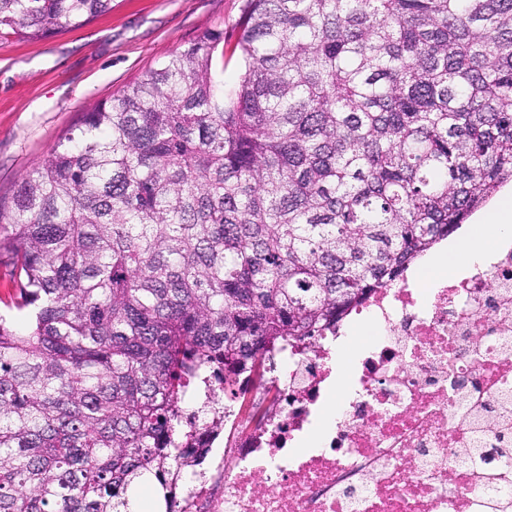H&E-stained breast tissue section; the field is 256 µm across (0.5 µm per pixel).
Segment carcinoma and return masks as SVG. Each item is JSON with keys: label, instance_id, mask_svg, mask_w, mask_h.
I'll list each match as a JSON object with an SVG mask.
<instances>
[{"label": "carcinoma", "instance_id": "cac0c4a2", "mask_svg": "<svg viewBox=\"0 0 512 512\" xmlns=\"http://www.w3.org/2000/svg\"><path fill=\"white\" fill-rule=\"evenodd\" d=\"M112 0H0L42 39ZM82 113L0 202V512H137L190 393L317 342L512 183V0H246ZM203 398L200 418L219 424Z\"/></svg>", "mask_w": 512, "mask_h": 512}]
</instances>
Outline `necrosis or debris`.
Listing matches in <instances>:
<instances>
[{
	"label": "necrosis or debris",
	"instance_id": "obj_1",
	"mask_svg": "<svg viewBox=\"0 0 512 512\" xmlns=\"http://www.w3.org/2000/svg\"><path fill=\"white\" fill-rule=\"evenodd\" d=\"M430 261L372 291L338 323L350 360L289 348L261 424L223 403L224 427L184 405L211 468L178 512H512V241L465 274Z\"/></svg>",
	"mask_w": 512,
	"mask_h": 512
}]
</instances>
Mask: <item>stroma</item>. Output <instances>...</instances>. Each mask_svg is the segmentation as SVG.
Here are the masks:
<instances>
[{
  "label": "stroma",
  "mask_w": 512,
  "mask_h": 512,
  "mask_svg": "<svg viewBox=\"0 0 512 512\" xmlns=\"http://www.w3.org/2000/svg\"><path fill=\"white\" fill-rule=\"evenodd\" d=\"M244 0H112L54 36L0 37V200L76 123L205 30L235 42Z\"/></svg>",
  "instance_id": "obj_1"
}]
</instances>
